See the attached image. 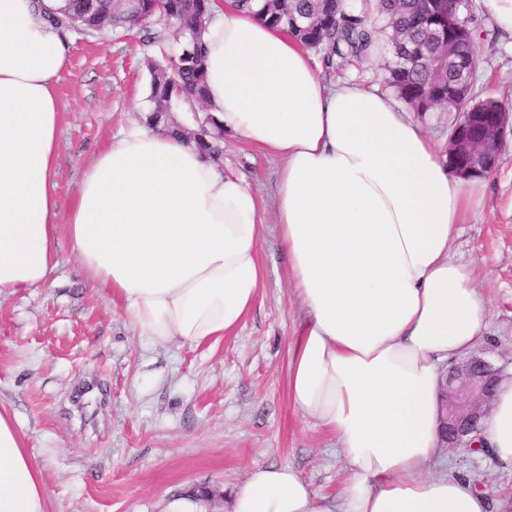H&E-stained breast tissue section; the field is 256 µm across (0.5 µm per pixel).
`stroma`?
<instances>
[{
  "mask_svg": "<svg viewBox=\"0 0 512 512\" xmlns=\"http://www.w3.org/2000/svg\"><path fill=\"white\" fill-rule=\"evenodd\" d=\"M476 32L473 91L512 107V40L468 0ZM177 48L173 26L153 22L121 34H71L56 93L62 112L55 193L60 215L76 199L91 158L148 107L147 33ZM312 55L326 83L350 81L390 93L387 38L351 64ZM225 170L245 177L265 206L274 201L277 158L225 139ZM51 287L0 296V405L14 415L48 493V512H163L200 486L204 512H230L233 489L256 465H288L333 496L347 477L336 438L302 417L288 397V345L300 315L288 258L274 224L260 256L266 276L253 309L216 345L192 348L135 336L121 306L92 288L60 238ZM471 263L490 300L480 348L512 369V138L501 147L483 203L450 243ZM434 474L472 476L512 512V466L477 448H447Z\"/></svg>",
  "mask_w": 512,
  "mask_h": 512,
  "instance_id": "1",
  "label": "stroma"
}]
</instances>
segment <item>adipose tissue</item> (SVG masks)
I'll return each mask as SVG.
<instances>
[{"label": "adipose tissue", "instance_id": "adipose-tissue-1", "mask_svg": "<svg viewBox=\"0 0 512 512\" xmlns=\"http://www.w3.org/2000/svg\"><path fill=\"white\" fill-rule=\"evenodd\" d=\"M58 0H0V295L49 283L58 228L86 276L150 342L215 344L252 308L265 267L251 184L194 142L143 125L87 165L59 225L54 192L69 52ZM204 102L226 135L280 160L274 223L301 302L288 396L336 437V500L287 465L253 467L232 512H487L473 480L435 476L446 365L484 340L489 300L449 251L485 179L457 178L423 125L388 96L328 85L279 29L211 4ZM512 465V380L483 424ZM0 512H47L40 473L0 407Z\"/></svg>", "mask_w": 512, "mask_h": 512}]
</instances>
